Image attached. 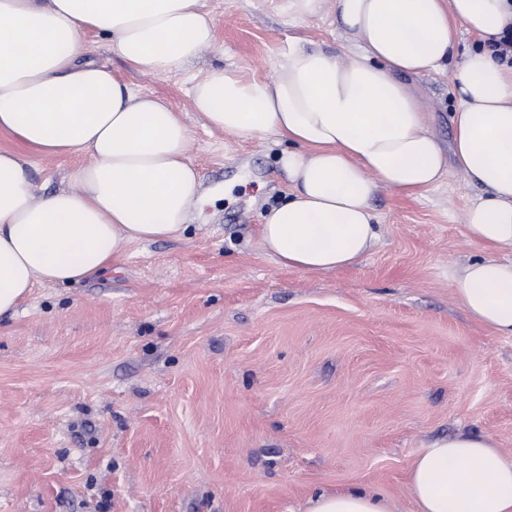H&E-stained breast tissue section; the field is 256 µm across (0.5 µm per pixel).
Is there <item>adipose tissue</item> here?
<instances>
[{
    "label": "adipose tissue",
    "mask_w": 512,
    "mask_h": 512,
    "mask_svg": "<svg viewBox=\"0 0 512 512\" xmlns=\"http://www.w3.org/2000/svg\"><path fill=\"white\" fill-rule=\"evenodd\" d=\"M353 37L345 50L296 45L268 80L214 68L193 84L206 127L288 142L282 203L261 238L279 264L307 273L348 267L379 240L372 199L438 185L456 165L481 193L470 241L496 254L453 277L458 303L512 336V68L490 42L512 28V0H333ZM152 75L178 70L215 43L200 0H0V131L47 155L87 152L70 186L36 197L27 163L0 150V317L36 283L66 284L109 268L136 242L180 238L201 194L191 137L163 100L83 61L80 34ZM481 50H460L459 33ZM450 70L460 100L454 150L432 133L411 76ZM414 512H512V455L485 435L421 449L408 469ZM305 512H402L368 487L315 491Z\"/></svg>",
    "instance_id": "adipose-tissue-1"
}]
</instances>
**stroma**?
Here are the masks:
<instances>
[{"label": "stroma", "instance_id": "35a3bbf8", "mask_svg": "<svg viewBox=\"0 0 512 512\" xmlns=\"http://www.w3.org/2000/svg\"><path fill=\"white\" fill-rule=\"evenodd\" d=\"M215 44L144 74L82 37L86 60L168 103L202 179L177 239L130 246L112 270L40 284L0 319V512H299L314 490L368 485L409 506L414 455L460 432L512 452V338L459 305L453 273L478 195L457 170L417 196L380 189L379 241L338 271L284 267L260 224L288 182L276 137L204 127L191 81L215 67L271 78L290 47L352 43L333 0H202ZM412 85L442 147L460 104L449 74ZM37 195L89 157L46 156L0 131Z\"/></svg>", "mask_w": 512, "mask_h": 512}]
</instances>
